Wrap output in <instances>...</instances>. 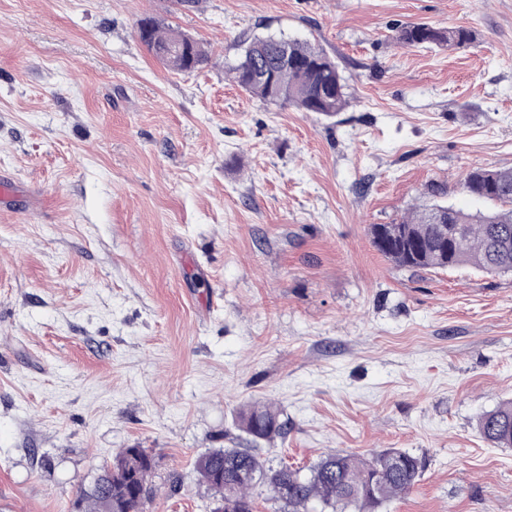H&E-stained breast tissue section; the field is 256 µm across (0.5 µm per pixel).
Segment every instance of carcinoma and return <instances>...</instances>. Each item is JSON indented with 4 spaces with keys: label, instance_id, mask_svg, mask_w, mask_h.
Returning a JSON list of instances; mask_svg holds the SVG:
<instances>
[{
    "label": "carcinoma",
    "instance_id": "obj_1",
    "mask_svg": "<svg viewBox=\"0 0 512 512\" xmlns=\"http://www.w3.org/2000/svg\"><path fill=\"white\" fill-rule=\"evenodd\" d=\"M140 37L167 67L187 72L208 60L207 51L186 34L151 19L141 22ZM393 40L406 47L432 44L451 49L470 41L464 28L406 24ZM235 83L264 101L302 112L334 117L346 106V84L338 66L320 48L284 37L244 41L237 62L228 67ZM473 197L492 205L465 212L433 204L399 224H373L370 233L386 258L406 269H446L474 265L489 274L512 273V169L478 167L463 182ZM442 212L435 224L432 214ZM464 232L454 237L450 228ZM482 437L493 448L512 447V401L483 413ZM239 427L253 441H271L288 432V422L274 405H249L239 412ZM154 462L142 448H124L92 487L82 492L84 512H143ZM195 468L201 481L222 502L221 512H254L250 490L267 485L282 512H384L395 498L411 492L424 469L422 459L397 448L369 458L329 453L307 476L287 466L273 468L253 448H215L200 455Z\"/></svg>",
    "mask_w": 512,
    "mask_h": 512
}]
</instances>
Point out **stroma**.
<instances>
[{
    "label": "stroma",
    "instance_id": "1",
    "mask_svg": "<svg viewBox=\"0 0 512 512\" xmlns=\"http://www.w3.org/2000/svg\"><path fill=\"white\" fill-rule=\"evenodd\" d=\"M196 39L178 72L141 41ZM460 26L403 48L395 25ZM322 48L348 104L263 101L226 71L243 40ZM512 168V0H0V512H75L124 448L155 463L146 512H212L195 459L269 465L384 448L424 461L387 512H512V275L412 271L370 227ZM139 32L142 42L171 69L192 71L208 60L207 51L194 39L188 42L187 35L179 30L146 19L141 22ZM482 437L493 448L512 447V401L483 413L478 421ZM281 410L274 405H249L239 412V427L254 442H270L288 432V422L281 419Z\"/></svg>",
    "mask_w": 512,
    "mask_h": 512
}]
</instances>
